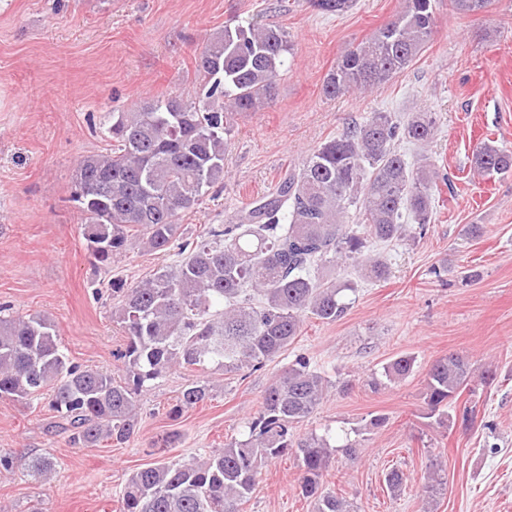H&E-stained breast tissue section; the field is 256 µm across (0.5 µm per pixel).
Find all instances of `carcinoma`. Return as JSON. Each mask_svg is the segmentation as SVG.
Segmentation results:
<instances>
[{"label": "carcinoma", "mask_w": 512, "mask_h": 512, "mask_svg": "<svg viewBox=\"0 0 512 512\" xmlns=\"http://www.w3.org/2000/svg\"><path fill=\"white\" fill-rule=\"evenodd\" d=\"M404 2L401 12L343 51L324 80V96L368 93L416 61L434 33L433 6L431 0ZM489 3L450 0L464 15ZM314 6L342 13L354 0H314ZM289 51L288 32L277 25L229 22L195 59L204 95L162 96L133 112L112 113L111 152L85 157L75 172L73 201L89 254L103 266L138 248L173 249L177 259L135 285H112L118 298L112 319L126 336L120 379L70 362L51 321L16 316L1 302L0 398L30 403L48 394L71 443H122L137 425L138 398L150 382L176 367L196 372L168 411L178 420L210 396L208 367L257 370L288 350L304 316L340 318L350 285L336 276L338 268L352 263L367 278L385 279V261L363 255L367 239L425 234L433 190L448 181L425 152L438 131L437 117L414 112L402 124L389 112H372L320 144L232 223L212 226L196 241L175 242L180 214L224 181V134L232 116L264 109ZM404 140L420 147L411 163L396 149ZM471 165L480 176L512 174V152L485 142ZM352 213L363 228L348 224ZM415 362L413 354L402 353L384 366V375L402 380ZM496 377L492 362L474 367L455 354L435 360L427 371L426 416L446 425L464 391ZM329 385L306 357L296 356L266 388L246 438L132 472L119 512H242L263 469L290 450L314 512H353L346 501L320 492L328 439L293 434L294 425L322 404ZM51 470V461L36 458L28 475L41 482Z\"/></svg>", "instance_id": "1"}]
</instances>
